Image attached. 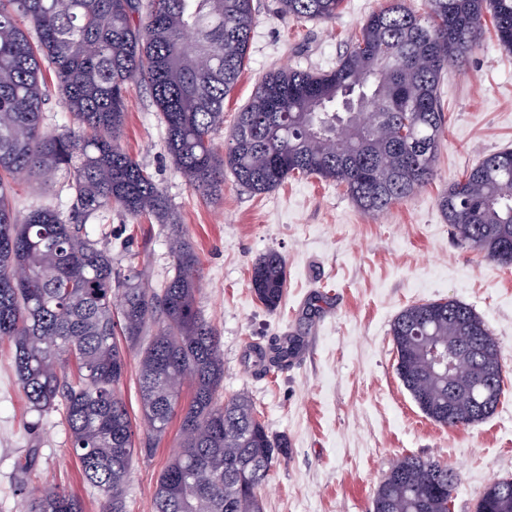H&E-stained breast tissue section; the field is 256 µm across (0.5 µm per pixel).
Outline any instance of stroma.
Returning <instances> with one entry per match:
<instances>
[{
    "label": "stroma",
    "instance_id": "stroma-1",
    "mask_svg": "<svg viewBox=\"0 0 512 512\" xmlns=\"http://www.w3.org/2000/svg\"><path fill=\"white\" fill-rule=\"evenodd\" d=\"M255 25L247 64L224 101V125L214 146L225 150L240 108L257 81L282 68L323 71L353 44L364 21L387 0H344L336 18L297 21L275 0H254ZM446 129L436 176L378 215L362 212L344 188L295 177L256 195L224 178L219 201L207 199L178 172L165 144V126L146 83L127 86L120 143L163 188L169 210L201 263L196 305L217 330L224 350V398L250 397L271 433L286 436L288 453L274 463L263 489L264 512H370L373 494L392 464L415 455L458 473L454 512H474L484 487L512 478V267L485 258L457 240L438 197L484 155L512 147V55L493 31L463 66L440 84ZM72 174L36 188H13L18 213L53 206L69 215ZM86 229L112 255L115 268L136 267L146 288L161 289L173 273L169 232L147 217L119 210L90 217ZM285 259L287 288L267 311L250 286L265 253ZM455 299L473 307L496 338L503 394L475 427L439 426L419 410L395 372L390 326L404 308ZM291 340L287 369L260 375L245 355L253 346ZM122 386L138 453L127 487V512H150L159 477L177 451L179 425L162 436L142 423L137 357L128 355ZM35 457L33 485H52L100 512V496L83 482L70 454L62 413L33 412L0 345V512H20L15 463Z\"/></svg>",
    "mask_w": 512,
    "mask_h": 512
}]
</instances>
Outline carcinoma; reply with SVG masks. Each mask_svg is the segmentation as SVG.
Masks as SVG:
<instances>
[{"instance_id":"carcinoma-1","label":"carcinoma","mask_w":512,"mask_h":512,"mask_svg":"<svg viewBox=\"0 0 512 512\" xmlns=\"http://www.w3.org/2000/svg\"><path fill=\"white\" fill-rule=\"evenodd\" d=\"M343 0H277L297 21H329ZM512 54V0H427L421 17L403 0L372 14L330 71L269 72L238 112L223 153L212 142L224 100L245 68L255 23L253 0H0V343L31 408L63 413L72 455L101 493V512H126L137 441L122 397L127 352L139 358L145 424L163 435L180 418V444L160 476L153 512H264L262 487L288 440L274 436L251 399H222L224 351L196 308L200 260L169 219L166 196L120 144L127 85H149L166 126V148L185 180L218 198L224 171L254 194L289 177L315 176L346 188L361 211L377 215L432 180L445 115L441 76L478 47L486 19ZM33 28L37 41L30 40ZM53 67L61 104L76 126L43 124ZM364 112H343V94ZM350 123L362 131L347 135ZM74 170L68 219L12 204L20 177L48 180ZM439 207L462 245L512 266V149L484 156L448 185ZM116 208L170 225L174 271L163 288L120 272L85 229ZM251 288L278 308L285 260L270 251L254 264ZM148 342H143L147 332ZM396 373L422 413L446 427H474L503 393L501 353L469 305L434 301L405 308L390 328ZM426 349L470 363L453 384L422 357ZM283 344L254 350L263 373L288 366ZM179 378L190 384L182 402ZM24 512H84L81 500L50 486L26 491L32 459L17 462ZM456 472L408 455L377 486L372 512H448ZM475 512H512V479L487 485Z\"/></svg>"}]
</instances>
